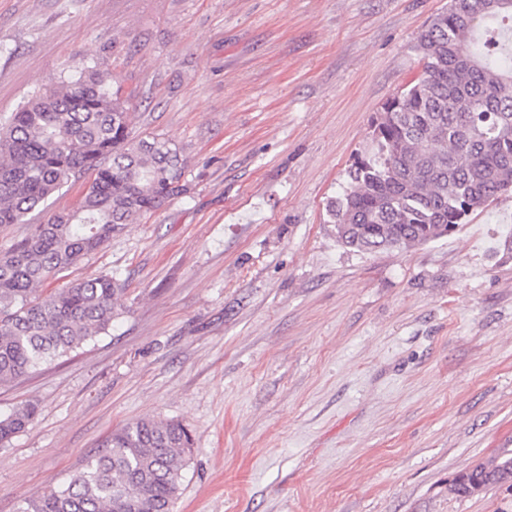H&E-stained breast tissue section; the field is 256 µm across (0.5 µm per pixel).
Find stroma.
<instances>
[{
    "label": "stroma",
    "instance_id": "stroma-1",
    "mask_svg": "<svg viewBox=\"0 0 512 512\" xmlns=\"http://www.w3.org/2000/svg\"><path fill=\"white\" fill-rule=\"evenodd\" d=\"M447 6L0 0V118L96 59L189 184L47 281L109 270L125 291L110 334L0 386V415L38 407L0 446V512L144 417L193 432L173 512H512V481L451 490L512 450V194L367 254L326 211Z\"/></svg>",
    "mask_w": 512,
    "mask_h": 512
}]
</instances>
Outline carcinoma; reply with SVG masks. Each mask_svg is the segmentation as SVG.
Returning a JSON list of instances; mask_svg holds the SVG:
<instances>
[{
	"label": "carcinoma",
	"instance_id": "obj_1",
	"mask_svg": "<svg viewBox=\"0 0 512 512\" xmlns=\"http://www.w3.org/2000/svg\"><path fill=\"white\" fill-rule=\"evenodd\" d=\"M422 74L371 125L347 187L327 211L336 240L358 253L409 249L456 233L512 192V0H449L414 46ZM186 158L172 140L138 136L120 90L95 60L66 68L0 123V225L31 232L0 251V385L105 335L122 283L110 271L46 293L41 285L104 247L124 226L184 195ZM83 182L76 207L33 223L49 198ZM0 416V444L34 420ZM193 450L178 420L143 418L112 431L60 490L22 512H171ZM505 451L461 474L458 495L507 482Z\"/></svg>",
	"mask_w": 512,
	"mask_h": 512
}]
</instances>
